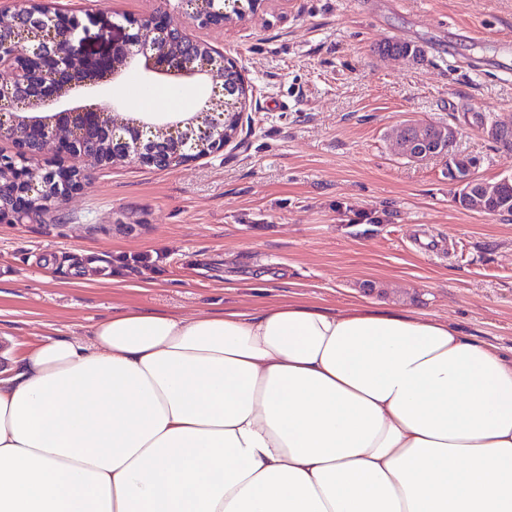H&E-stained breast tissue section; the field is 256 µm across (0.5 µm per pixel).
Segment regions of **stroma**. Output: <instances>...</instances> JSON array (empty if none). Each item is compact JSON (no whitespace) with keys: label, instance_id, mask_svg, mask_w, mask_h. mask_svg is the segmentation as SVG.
I'll return each instance as SVG.
<instances>
[{"label":"stroma","instance_id":"stroma-1","mask_svg":"<svg viewBox=\"0 0 512 512\" xmlns=\"http://www.w3.org/2000/svg\"><path fill=\"white\" fill-rule=\"evenodd\" d=\"M62 11L167 13L250 87L224 151L171 169L119 162L22 224L0 222V369L48 336H83L138 310L192 317L302 300L339 313L404 310L512 353V216L457 205L444 159L399 155L406 122L450 125L488 181L512 150L483 123L512 116V0H262L245 21L198 29L180 0H50ZM421 60L387 57V42ZM64 94L38 115L107 108L164 123L211 85L146 71ZM172 92L171 107L130 98Z\"/></svg>","mask_w":512,"mask_h":512}]
</instances>
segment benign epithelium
<instances>
[{"instance_id":"obj_1","label":"benign epithelium","mask_w":512,"mask_h":512,"mask_svg":"<svg viewBox=\"0 0 512 512\" xmlns=\"http://www.w3.org/2000/svg\"><path fill=\"white\" fill-rule=\"evenodd\" d=\"M201 28L222 27L257 10L260 0H187ZM13 34H0V67L14 72L10 84L0 86V141L12 144L13 154L0 157V221L41 215L58 200L84 187L87 172L116 162L171 168L224 150L236 138L225 128V118L243 102V95L228 100L226 73L238 71L236 62L216 51L200 37L174 27L164 13L126 17L117 22L103 9L82 16L62 13L46 0H18L8 11ZM145 59L154 72L203 76L222 98L211 99L193 116L161 126L140 119L120 117L121 103L106 110L77 107L51 116L27 113L54 100L87 79H117L135 58ZM417 133L412 150L408 134L400 136L407 157L423 161L433 157L429 144L447 140L453 145L457 132L448 125L409 123ZM483 134L495 141L512 138V126L486 124ZM49 144L57 152L77 154L87 169H48L41 154ZM456 202L466 208L484 209L500 195L501 185L478 181L469 156L457 154L450 164Z\"/></svg>"}]
</instances>
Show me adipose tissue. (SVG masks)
<instances>
[{
    "label": "adipose tissue",
    "instance_id": "1",
    "mask_svg": "<svg viewBox=\"0 0 512 512\" xmlns=\"http://www.w3.org/2000/svg\"><path fill=\"white\" fill-rule=\"evenodd\" d=\"M0 512H512V359L402 310L115 314L0 371Z\"/></svg>",
    "mask_w": 512,
    "mask_h": 512
}]
</instances>
